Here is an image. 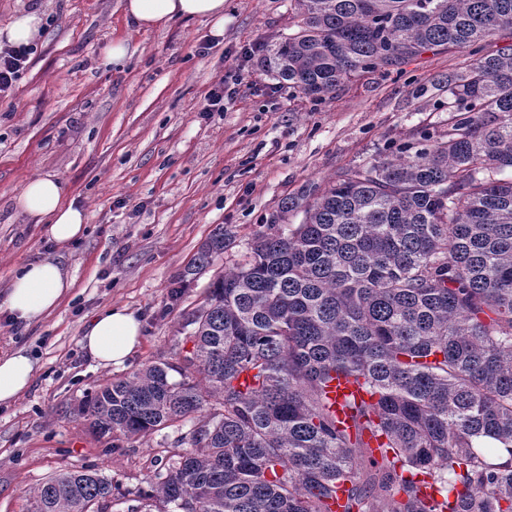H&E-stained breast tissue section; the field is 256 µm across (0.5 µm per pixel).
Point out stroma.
I'll return each instance as SVG.
<instances>
[{"label": "stroma", "mask_w": 512, "mask_h": 512, "mask_svg": "<svg viewBox=\"0 0 512 512\" xmlns=\"http://www.w3.org/2000/svg\"><path fill=\"white\" fill-rule=\"evenodd\" d=\"M29 11L46 26L14 95L0 99V355L25 348L34 374L15 401L0 404V512H31L34 490L66 470L111 480L103 512H158L154 488L190 449V423L115 442L89 430L81 403L95 387L186 348L187 314L286 198L446 133L448 95L435 80L467 70L474 57L429 50L316 101L240 54L287 33L288 0H226L218 38L204 18L138 29L121 0H0V29ZM116 39L131 49L121 67L107 61ZM208 39L213 48L197 56ZM241 68L247 77L227 108L200 114L214 81ZM38 175L65 182L87 211L84 236L66 251L15 206ZM219 224L235 231L234 247L170 306L172 279ZM35 258L61 259L74 286L23 329L5 303L14 270ZM112 305L141 316L142 342L123 365L104 368L81 338Z\"/></svg>", "instance_id": "35a3bbf8"}]
</instances>
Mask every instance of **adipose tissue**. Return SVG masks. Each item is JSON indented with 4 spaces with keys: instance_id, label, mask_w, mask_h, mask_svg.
Instances as JSON below:
<instances>
[{
    "instance_id": "1",
    "label": "adipose tissue",
    "mask_w": 512,
    "mask_h": 512,
    "mask_svg": "<svg viewBox=\"0 0 512 512\" xmlns=\"http://www.w3.org/2000/svg\"><path fill=\"white\" fill-rule=\"evenodd\" d=\"M225 0H123V12L140 29H162L183 18H205L214 23L215 34L224 32ZM17 206L48 237L66 248L81 238L87 215L76 205L66 185L51 175L27 181ZM73 286L60 261L40 259L21 266L11 280L7 308L16 323L29 325L56 309ZM141 322L127 308L114 306L97 315L81 340L83 349L99 366L123 364L140 346ZM34 363L25 350L0 355V403L12 401L31 383Z\"/></svg>"
}]
</instances>
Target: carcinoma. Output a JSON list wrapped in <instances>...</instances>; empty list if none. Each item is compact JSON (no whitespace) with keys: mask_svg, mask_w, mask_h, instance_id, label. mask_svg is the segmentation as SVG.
Here are the masks:
<instances>
[{"mask_svg":"<svg viewBox=\"0 0 512 512\" xmlns=\"http://www.w3.org/2000/svg\"><path fill=\"white\" fill-rule=\"evenodd\" d=\"M512 30V0H290L265 71L321 100L360 74ZM448 133L282 202L210 283L192 349L94 390L100 436L192 423L159 512H512V45L450 73ZM467 116L460 117L458 113ZM303 212L298 224L288 213ZM217 226L170 299L232 248ZM343 379L371 397L330 411ZM62 471L31 512H98Z\"/></svg>","mask_w":512,"mask_h":512,"instance_id":"cac0c4a2","label":"carcinoma"}]
</instances>
